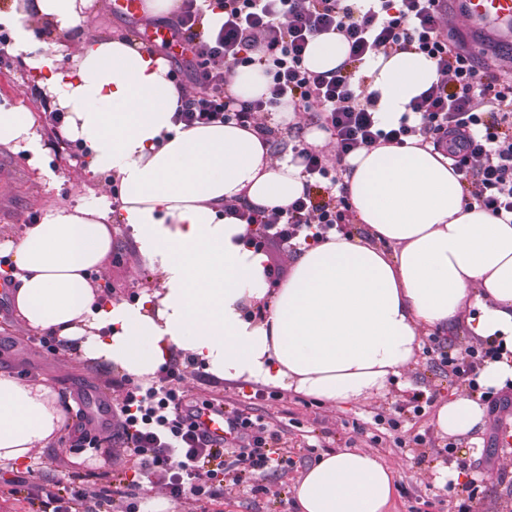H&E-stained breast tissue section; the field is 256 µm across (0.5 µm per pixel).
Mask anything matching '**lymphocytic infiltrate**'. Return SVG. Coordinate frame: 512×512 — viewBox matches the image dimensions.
<instances>
[{"label": "lymphocytic infiltrate", "mask_w": 512, "mask_h": 512, "mask_svg": "<svg viewBox=\"0 0 512 512\" xmlns=\"http://www.w3.org/2000/svg\"><path fill=\"white\" fill-rule=\"evenodd\" d=\"M436 0H367L357 10L349 0H216L224 14L219 28L201 30V0H182L168 25L173 41L193 55L190 73L173 68L175 85L191 80L194 92L181 105L187 125L235 123L258 127V115L279 111L309 114L336 138V164L306 148H293L302 168L304 193L287 206L237 211L245 224L263 228L257 248L273 242L299 245L324 240L350 221L341 163L353 152L382 143L404 144L420 136L443 149L459 174L463 191L478 209L498 219L512 217V82L482 71L479 63L448 40ZM341 33L348 43L345 66L314 72L303 58L314 36ZM415 51L433 59L439 79L413 101L392 127L382 125L356 74L379 53ZM240 64L262 66L266 97L241 101L228 94L230 71ZM169 369L151 385L128 387L112 405L120 420L112 441L128 453L130 475L112 489H94L70 479L40 488L51 512H103L112 500L136 512L143 491L164 485L171 501L194 496L201 502L223 498L226 486L258 495L264 481L285 469L287 452H272L281 435L262 417L227 414V436L214 445L195 421L203 405L189 399Z\"/></svg>", "instance_id": "1"}]
</instances>
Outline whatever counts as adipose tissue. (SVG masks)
Instances as JSON below:
<instances>
[{
    "label": "adipose tissue",
    "instance_id": "obj_1",
    "mask_svg": "<svg viewBox=\"0 0 512 512\" xmlns=\"http://www.w3.org/2000/svg\"><path fill=\"white\" fill-rule=\"evenodd\" d=\"M94 2L19 0L0 11L34 82L64 112L65 137L85 147L90 182L0 243V276L26 328L143 380L179 352L219 379L341 405L381 395L414 361L423 331L444 336L463 324L503 347L481 367L480 387L512 382V224L466 209L443 152L413 137L352 155L343 179L362 235L303 243L288 256L287 281L270 288L266 256L224 206L288 205L304 190L299 168L252 130L177 122L183 92L168 64L84 29ZM33 19L72 32L70 44L35 41ZM347 57L344 37L330 32L311 40L305 64L327 72ZM368 73L386 124L438 79L434 61L413 51L378 55ZM40 126L35 113L0 103V147L24 152L54 181ZM104 176L118 196L96 191ZM116 219L158 278L132 303L99 287ZM68 406L51 383L0 372V468L27 467L54 444ZM485 417L479 396L460 395L437 408L434 424L473 437ZM394 492L392 468L353 448L322 455L294 485L299 512H389Z\"/></svg>",
    "mask_w": 512,
    "mask_h": 512
}]
</instances>
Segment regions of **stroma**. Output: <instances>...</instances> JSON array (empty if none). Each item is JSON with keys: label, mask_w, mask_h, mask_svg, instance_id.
<instances>
[{"label": "stroma", "mask_w": 512, "mask_h": 512, "mask_svg": "<svg viewBox=\"0 0 512 512\" xmlns=\"http://www.w3.org/2000/svg\"><path fill=\"white\" fill-rule=\"evenodd\" d=\"M145 14L131 17L114 15L111 0H97L86 20L87 26L103 34L136 36L152 24ZM6 98L32 112L46 108L42 92L33 82L23 59L11 67H0V99ZM41 133L52 153L59 179L47 184L37 170L28 165L22 153L0 148V243L17 239L31 214H44L47 208L72 201L83 181L81 151L66 142L50 124ZM156 285L154 275L138 256L125 225L112 227V251L105 262L101 281L104 294L116 300H136ZM437 356L417 353L404 370L401 385L391 386L382 396L365 402L332 405L280 388L244 381H224L192 366L184 370L181 388L198 401H214L227 408L263 416L266 422L284 428V440L292 465L265 482L267 491L256 498L226 492L222 499L208 504L186 496L169 503L166 512H296L293 487L303 471L323 452L359 448L378 455L396 469V488L390 512H449L450 508L471 502V512H512V447L496 444L499 428L512 420L502 411L487 414L480 445L456 440L457 455L471 461L464 477L476 480L482 489L479 499L468 500L466 493L446 490L434 476L438 463H418L414 452L393 444L374 445L376 414H389L406 406L413 394L433 396L442 403L466 392L464 383L438 369ZM0 371L27 383L47 381L72 403L86 401L91 393L107 390L110 398H121L125 390L117 386L120 373L96 362L72 365L68 353H49L32 340V333L14 316L10 303L0 295ZM363 434H356V427ZM82 429L71 420L56 443L43 449L31 469L0 470V512H39L35 496L38 487L75 477L100 489L112 485L114 475L126 467V459L110 441L111 428L92 429L93 444L80 443Z\"/></svg>", "instance_id": "stroma-1"}]
</instances>
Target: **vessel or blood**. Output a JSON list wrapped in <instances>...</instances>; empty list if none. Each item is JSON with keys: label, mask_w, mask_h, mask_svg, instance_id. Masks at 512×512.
<instances>
[{"label": "vessel or blood", "mask_w": 512, "mask_h": 512, "mask_svg": "<svg viewBox=\"0 0 512 512\" xmlns=\"http://www.w3.org/2000/svg\"><path fill=\"white\" fill-rule=\"evenodd\" d=\"M448 11L464 18L471 54L488 58L512 48V0H448ZM198 422L211 439L223 441V415L206 409Z\"/></svg>", "instance_id": "vessel-or-blood-1"}]
</instances>
